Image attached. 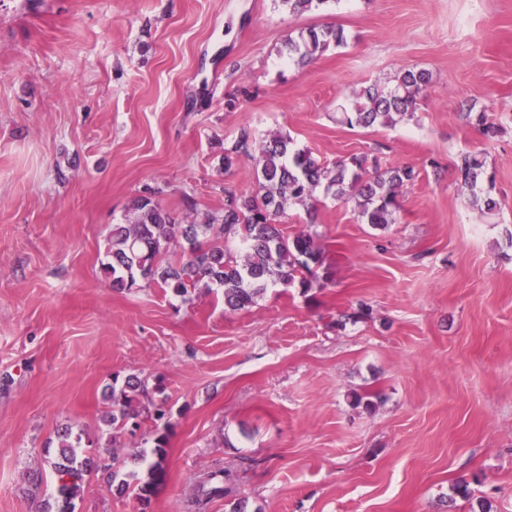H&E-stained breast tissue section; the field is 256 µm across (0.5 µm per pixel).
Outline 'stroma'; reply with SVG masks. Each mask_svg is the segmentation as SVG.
Returning <instances> with one entry per match:
<instances>
[{
  "mask_svg": "<svg viewBox=\"0 0 512 512\" xmlns=\"http://www.w3.org/2000/svg\"><path fill=\"white\" fill-rule=\"evenodd\" d=\"M342 26L347 43L298 66L288 35ZM432 76L414 117L337 122L354 91L403 68ZM493 108L488 141L461 112ZM290 135L325 163L413 167L395 224L351 206L288 209L318 236L323 287H269L228 314L150 285L112 290L108 232L132 200L185 217L249 189L224 166L241 128ZM486 149L498 208L473 209L455 169ZM371 314L354 319L360 306ZM135 374L167 396L165 476L148 505L85 477L75 512H195L215 466L230 498L204 512H512V0H0V512H41L45 445L65 424L107 445L103 390ZM369 395L373 408L354 405ZM41 474L33 486V474ZM466 481L469 497L454 494Z\"/></svg>",
  "mask_w": 512,
  "mask_h": 512,
  "instance_id": "35a3bbf8",
  "label": "stroma"
}]
</instances>
